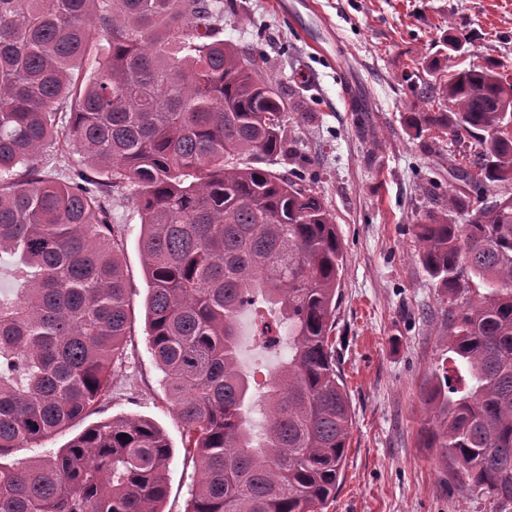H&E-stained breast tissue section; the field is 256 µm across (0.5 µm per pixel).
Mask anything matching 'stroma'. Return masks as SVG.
<instances>
[{
    "mask_svg": "<svg viewBox=\"0 0 512 512\" xmlns=\"http://www.w3.org/2000/svg\"><path fill=\"white\" fill-rule=\"evenodd\" d=\"M223 36L244 48L259 45L269 74L316 116L304 125L289 113L287 153L255 164L300 169L334 214L344 250L336 351L353 428L324 512H499L496 501L457 482L419 436L426 384L448 355L441 337L448 305L419 261L413 226L431 191L453 183L437 153L465 158L476 147L435 132L417 137L407 121L414 101L408 75L447 76L493 61L512 77V0H224ZM112 212L132 321L109 395L81 422L14 449L4 462L21 465L101 421L144 417L174 450L164 512H185L196 473L148 348L141 220L126 201ZM238 328L241 369L264 379L278 353L261 348L250 316Z\"/></svg>",
    "mask_w": 512,
    "mask_h": 512,
    "instance_id": "1",
    "label": "stroma"
}]
</instances>
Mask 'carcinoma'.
<instances>
[{"label":"carcinoma","instance_id":"cac0c4a2","mask_svg":"<svg viewBox=\"0 0 512 512\" xmlns=\"http://www.w3.org/2000/svg\"><path fill=\"white\" fill-rule=\"evenodd\" d=\"M223 0H0V458L99 406L122 360L130 300L112 196L134 203L148 280V346L198 477L187 512H323L353 427L336 356L344 252L323 200L295 173L251 165L284 148L288 98L258 47L220 38ZM93 57L94 71L74 70ZM73 111L59 121V104ZM417 135L448 154V207L414 225L448 293V361L423 447L453 476L512 503V82L496 65L418 84ZM58 138L88 167L39 168ZM288 346L264 382L239 366L238 319ZM262 415V437L245 410ZM125 438H120V435ZM173 456L152 420L85 428L23 466L0 462V512H162Z\"/></svg>","mask_w":512,"mask_h":512}]
</instances>
